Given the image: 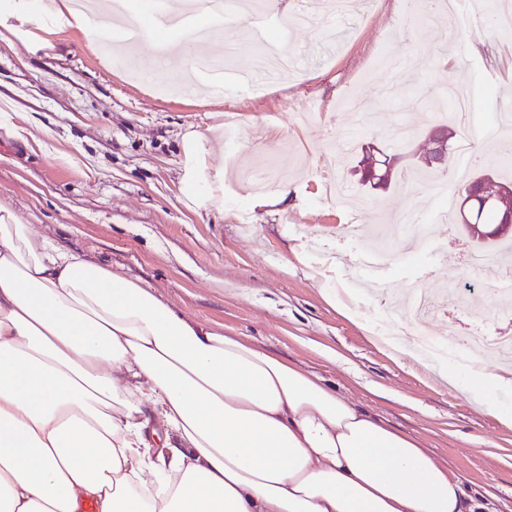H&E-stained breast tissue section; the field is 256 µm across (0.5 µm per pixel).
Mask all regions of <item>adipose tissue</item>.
<instances>
[{"instance_id":"ef3b65f1","label":"adipose tissue","mask_w":512,"mask_h":512,"mask_svg":"<svg viewBox=\"0 0 512 512\" xmlns=\"http://www.w3.org/2000/svg\"><path fill=\"white\" fill-rule=\"evenodd\" d=\"M28 50L88 34L72 0H0ZM184 196L224 205L204 135ZM512 422V369H440ZM489 512L414 436L314 372L0 212V512Z\"/></svg>"}]
</instances>
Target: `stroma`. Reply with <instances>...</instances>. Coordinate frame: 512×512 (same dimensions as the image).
I'll use <instances>...</instances> for the list:
<instances>
[{
  "label": "stroma",
  "mask_w": 512,
  "mask_h": 512,
  "mask_svg": "<svg viewBox=\"0 0 512 512\" xmlns=\"http://www.w3.org/2000/svg\"><path fill=\"white\" fill-rule=\"evenodd\" d=\"M255 2L247 11L233 0V27L202 51L234 81L197 96L155 92L90 50L77 29L28 51L10 32L14 19L0 17V207L34 240L93 256L147 282L188 317L317 373L417 438L494 512H512V426L414 358L452 328L462 337L512 330V307L489 305L486 292L512 280V261L471 273V239L445 228L422 183L403 182L437 122L481 131L480 147L497 158L493 170L512 177V128L496 122L501 99L512 96V32L483 23L502 0H449L409 42L398 32L405 0H354L345 17L330 0H294V13L308 20L285 30L258 29L270 0ZM271 40L294 59L277 92L260 67ZM382 50L398 69L374 66ZM348 95L407 138L394 142L359 112L343 111ZM458 95L472 102L470 120L454 114ZM193 133L209 139V161L224 171L223 210H198L184 198L183 139ZM370 144L398 158L390 189L361 185L352 173ZM328 151L346 191L369 203L368 220L396 228L381 258L392 296L439 293L428 322L400 324L406 354L378 338L382 299L360 283L362 246L341 235L351 212L321 201ZM256 175L289 185L287 206L255 205ZM331 248L341 258L335 267L324 263Z\"/></svg>",
  "instance_id": "stroma-1"
}]
</instances>
